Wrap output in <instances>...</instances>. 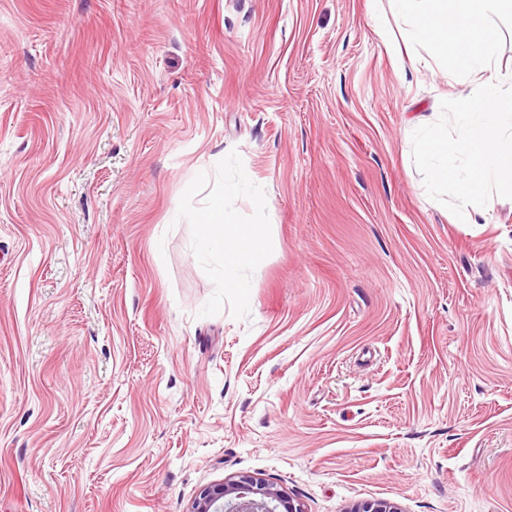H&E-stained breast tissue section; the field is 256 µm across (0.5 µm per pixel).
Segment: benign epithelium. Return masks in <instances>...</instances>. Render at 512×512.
Segmentation results:
<instances>
[{
	"mask_svg": "<svg viewBox=\"0 0 512 512\" xmlns=\"http://www.w3.org/2000/svg\"><path fill=\"white\" fill-rule=\"evenodd\" d=\"M191 512H304L301 505L282 490L254 475L204 488L195 499ZM350 512H400L386 501H367Z\"/></svg>",
	"mask_w": 512,
	"mask_h": 512,
	"instance_id": "obj_1",
	"label": "benign epithelium"
}]
</instances>
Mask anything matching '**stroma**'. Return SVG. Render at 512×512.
<instances>
[{"mask_svg":"<svg viewBox=\"0 0 512 512\" xmlns=\"http://www.w3.org/2000/svg\"><path fill=\"white\" fill-rule=\"evenodd\" d=\"M407 30L0 0V512H189L242 474L304 512H512V200L429 197L412 124L470 83ZM219 195L267 229L241 291L199 253Z\"/></svg>","mask_w":512,"mask_h":512,"instance_id":"stroma-1","label":"stroma"}]
</instances>
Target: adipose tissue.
<instances>
[{
	"label": "adipose tissue",
	"instance_id": "1",
	"mask_svg": "<svg viewBox=\"0 0 512 512\" xmlns=\"http://www.w3.org/2000/svg\"><path fill=\"white\" fill-rule=\"evenodd\" d=\"M194 221L206 254L221 267L224 287H245L243 273L265 244L264 225L236 223L220 197L195 213Z\"/></svg>",
	"mask_w": 512,
	"mask_h": 512
}]
</instances>
